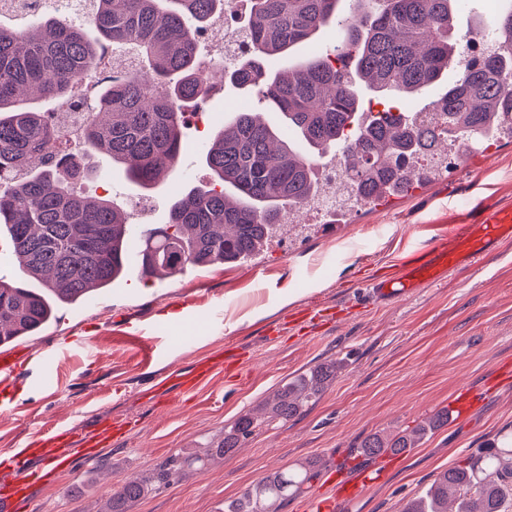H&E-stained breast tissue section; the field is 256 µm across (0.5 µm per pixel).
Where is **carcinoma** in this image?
<instances>
[{"instance_id": "obj_1", "label": "carcinoma", "mask_w": 512, "mask_h": 512, "mask_svg": "<svg viewBox=\"0 0 512 512\" xmlns=\"http://www.w3.org/2000/svg\"><path fill=\"white\" fill-rule=\"evenodd\" d=\"M92 2L88 24L39 13L25 28L0 26V170L24 169L17 182L0 180V233L21 270L16 280L0 279V346L38 335L58 306L111 288L130 272L134 225L111 198L85 197L77 185L98 175L91 160L105 157L140 194L153 192L184 152L186 107L208 95L212 71L226 85L261 95L309 154H297L259 113H234L203 153L211 182L170 200L167 224L144 234L140 263L151 274L260 256L287 224L285 214L321 194L318 159L343 167L345 192L362 208L426 185L414 159L445 141L512 136V12L486 23L483 57L469 61L468 38L454 23L459 0H351L347 11L343 0H248L245 51L209 66L196 35L230 9V0ZM336 22L343 37L334 60L298 59ZM279 60L291 65L273 68ZM450 68L461 77L432 107L434 119L419 121L392 105L366 111L363 89L384 99L420 95ZM84 79L96 81L99 94L84 152L74 155L52 112L32 101L72 102ZM338 368L330 361L283 383L259 412L224 427L204 455L175 453L151 474L126 478L107 512H124L126 503L231 454L263 427L305 414ZM446 422L448 412L439 411L408 432L366 438L358 453L367 461L400 454ZM317 473L304 464L272 472L225 500L220 512H279ZM450 504L454 512H509L512 437L441 472L403 512H448Z\"/></svg>"}]
</instances>
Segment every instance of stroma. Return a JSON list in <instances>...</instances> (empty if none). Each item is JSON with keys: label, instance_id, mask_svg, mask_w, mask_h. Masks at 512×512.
<instances>
[{"label": "stroma", "instance_id": "1", "mask_svg": "<svg viewBox=\"0 0 512 512\" xmlns=\"http://www.w3.org/2000/svg\"><path fill=\"white\" fill-rule=\"evenodd\" d=\"M203 106L209 130H188L197 150L161 178L148 210L135 209L138 194L120 171L101 174L132 223L163 226L171 198L210 182L199 149L231 113L257 112L288 128L253 93L220 83ZM491 194L512 202V144L494 142L469 172L449 170L345 223L328 226L309 214L310 231L290 232L285 245L255 263L190 268L164 282L135 271L59 307L41 334L24 340L50 357L20 377L11 405L0 408V457L63 431L81 432L103 417L141 418L142 431L101 448L95 462L34 497V512H102L113 486L171 454L203 453L225 424L257 411L282 383L335 360V378L305 415L261 430L127 512H219L225 499L289 465L357 459L367 436L414 428L446 409L459 385L485 386L497 366L512 361V245L402 304L377 308L361 298L364 285L391 269L403 248L440 231L453 199ZM257 265L260 280L252 276ZM228 344L239 352L237 367L181 397L176 408L156 410L162 377L190 371ZM510 432L512 384L488 388L475 412L398 455L388 481L347 512H402L438 472Z\"/></svg>", "mask_w": 512, "mask_h": 512}]
</instances>
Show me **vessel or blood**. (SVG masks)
Returning a JSON list of instances; mask_svg holds the SVG:
<instances>
[{
    "label": "vessel or blood",
    "mask_w": 512,
    "mask_h": 512,
    "mask_svg": "<svg viewBox=\"0 0 512 512\" xmlns=\"http://www.w3.org/2000/svg\"><path fill=\"white\" fill-rule=\"evenodd\" d=\"M511 242V203L489 196L454 209L448 215L447 226L433 241L410 247L393 271L371 280L368 299L380 305L406 301L421 289L445 280L451 272L472 267ZM233 357V351L228 349L204 361L193 375L176 376L179 392L198 389L208 376L223 373L225 362ZM37 358V353L28 347L18 353L1 352L0 375H19ZM481 403V390L462 385L448 401V417L461 420ZM138 426V421L132 419L103 418L75 446L61 450L26 448L13 455L11 474L0 484V512H25L36 489L56 483L78 464L95 460L99 448L123 439ZM389 460V455H382L375 464L355 472L327 467L322 486L305 500L303 512H343L368 489L382 484L390 470Z\"/></svg>",
    "instance_id": "b4317fda"
}]
</instances>
